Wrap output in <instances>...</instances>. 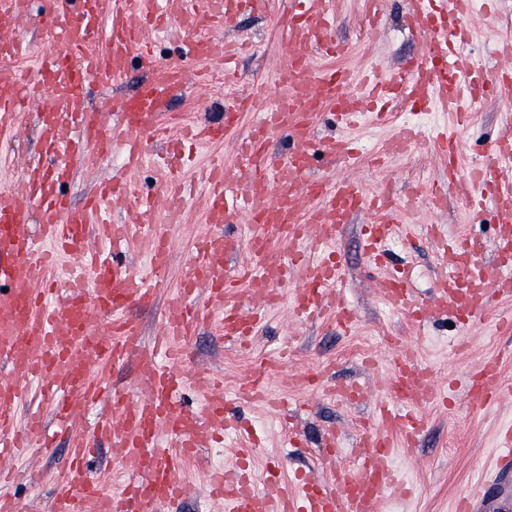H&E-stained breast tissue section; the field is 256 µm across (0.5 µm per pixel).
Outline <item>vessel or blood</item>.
I'll return each instance as SVG.
<instances>
[{"instance_id":"obj_1","label":"vessel or blood","mask_w":512,"mask_h":512,"mask_svg":"<svg viewBox=\"0 0 512 512\" xmlns=\"http://www.w3.org/2000/svg\"><path fill=\"white\" fill-rule=\"evenodd\" d=\"M50 2L41 19L47 40L36 47L16 31L30 13L31 0H0V56L35 55L38 79L53 93L49 107L34 109L18 72L0 68V131L16 125L22 113L34 112L47 154L46 160L30 164L21 183L0 189V488L12 480L14 464L24 451L48 448L56 435L66 434L69 460L53 478L51 512H159L187 493L181 478L184 460L203 444H222L226 428L223 383L210 371H199L192 380L204 399L203 410L179 409L183 379L169 367L182 356L178 341L192 327L215 319L225 343L248 345L266 307L285 296L295 322L329 314L350 328L356 314L337 287L341 256L331 254L312 263L299 252L273 266L268 262L272 238L313 249L332 246L351 217L366 210L372 220L363 225L362 237L369 262L379 267L386 259L385 242L412 205L388 187L367 194L352 176L340 181L313 177L318 156L359 160L347 135L326 142L316 137L318 119L330 113L347 131L367 119L383 124L392 113L429 107L452 114L458 125H470L485 96L512 101V42L500 46L507 67L490 78H478L466 53L472 34L463 20L493 0H409L420 43L418 59L396 71L357 75L317 63L318 56L346 51L334 36L337 0H282L284 20L278 35L285 53L277 79L283 92L237 140L233 163L217 155L202 169L208 187L205 221L214 230L194 239L189 271L168 298L164 324L149 344L130 311L154 297L152 281L168 266L170 227L181 223L186 198L168 182L155 193L141 194L134 175L162 133L161 112L187 82L188 63L215 64L223 67L226 79L237 77L252 45L245 39L229 43L217 38L214 28L231 25L244 11L267 13L271 3L210 0L203 8L195 0ZM174 27L183 34L182 63L160 64L148 52H137V45ZM103 35L107 48L93 49ZM136 59L150 69L137 92L90 108L86 86L126 75ZM243 110V101L237 100L226 107L223 125L188 127L172 140L173 157H180L188 142L223 141L237 128ZM278 137L289 144L284 161L270 150ZM116 144L125 156L123 174L103 183L83 206H73L63 189L73 169L96 165ZM416 145L413 128H404L386 140L377 160L413 152ZM436 147L448 165V179L431 189L432 207L440 208L450 190L472 218L492 212L496 249L511 261L512 130L503 129L481 162L466 172L453 135L438 133ZM116 207L127 214L119 223L112 219ZM155 212L168 215L169 223H144V215ZM240 222L249 230L247 242L216 231L219 225ZM92 237L98 240L93 250L88 247ZM433 239L441 260L434 298L416 299L405 277L389 275L381 288L392 307L420 322L444 307L468 324L481 319L494 299L512 298V274L484 267L475 235L451 241L437 232ZM136 242L148 247L150 273L135 272L118 259ZM242 250L248 253V264L228 267L231 255ZM62 254L70 267L61 293L48 271ZM242 279L250 283L255 307H244L235 291ZM202 292L207 301L196 304ZM131 360L141 383L137 395L94 376L98 364L115 367ZM374 361L389 371L387 387L377 392L351 382L328 384L323 371L299 377L300 385L312 391L371 404L372 417L362 424L352 450L354 470L339 466L343 450L332 433L321 457L326 477L302 473L286 482L270 472L257 480L248 468L254 438L242 429L238 437L244 446L223 471L210 474L209 497L223 502L225 512H379L385 495H408L410 484L394 465L397 450L413 447L425 429L420 407L447 402L448 392L431 371L400 356L396 346H388ZM30 385L38 388L43 404L21 418L16 408ZM504 389L499 361H488L469 382L468 400L484 408ZM103 396L112 401L111 416L102 418L92 435L71 437L80 406ZM163 435L170 438V446L160 445ZM101 436L110 438L126 475L109 493L100 491L88 466ZM496 446L497 478L512 480V423L501 428ZM455 512H512V501L493 500L490 485L478 483L462 493Z\"/></svg>"}]
</instances>
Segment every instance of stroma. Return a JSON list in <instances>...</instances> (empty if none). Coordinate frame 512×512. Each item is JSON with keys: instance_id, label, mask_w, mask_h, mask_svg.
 Segmentation results:
<instances>
[{"instance_id": "stroma-1", "label": "stroma", "mask_w": 512, "mask_h": 512, "mask_svg": "<svg viewBox=\"0 0 512 512\" xmlns=\"http://www.w3.org/2000/svg\"><path fill=\"white\" fill-rule=\"evenodd\" d=\"M337 8L335 37L348 48L343 66L354 70L375 66L397 68L417 54L418 40L406 22V0H384L383 24L375 36L366 29L363 0H339ZM498 14V22L492 28L481 14H474L470 20L474 65L484 75L498 66L494 53L497 38L512 35V0H498ZM277 24L274 15H247L239 27L224 31V38L244 35L255 45L254 52L241 62L238 83L227 86L223 72L217 68L211 69L206 84L188 80L185 91L169 104L165 119L168 130L176 131L192 121H223L224 104L233 97L252 103L240 125L241 130H248L278 90L276 73L283 49L276 38ZM502 110L496 99H487L472 124L458 131L463 166H471L488 142L500 133ZM407 123L415 124L418 132L419 144L413 154L390 159L381 166L374 164L373 158L385 140ZM450 125L448 114L433 110L396 117L382 126L362 124L352 132L361 148V163L352 167L340 159L332 163L319 160L314 164L315 173L337 179L353 172L369 192L389 185L400 196L424 195L429 187L447 178L446 166L434 152L432 140ZM42 149L34 123L27 118L20 120L15 134L0 138V172L6 179L17 178ZM121 172L122 152L118 149L97 167L78 170L68 188L73 203L81 204L100 182ZM204 206L205 189L195 186L183 223L174 225L171 231V255L166 272L156 283L157 301L136 312L145 338L156 336L162 325L164 302L187 272L194 235L208 229ZM369 219L366 212L356 215L339 243L345 264V293L357 315L351 330L340 329L327 320L306 325L290 323L288 306L283 303L267 311L264 323L244 349L226 346L210 325L197 327L187 341L185 374H192L201 366L222 374L228 410L258 431L260 441L251 462L256 474L272 469L287 481L295 472L316 466L320 436L331 427L338 429L343 447H353L359 437L358 423L370 413L367 404L340 405L324 395L299 389L291 382L293 373L329 363L339 380L380 388L384 385L381 371L367 368L365 361L392 343L412 353L416 361L434 365L439 376H450L457 383L466 382L486 359L498 356L502 359L503 378L512 381V333L498 328L500 316L512 313V301L494 305L481 320L468 325L456 321L449 311L421 323L393 311L379 290L381 271L370 268L365 257L360 227ZM407 222L414 225V232L388 241L386 249L395 267H411L410 285L418 298L430 297L435 287L438 260L430 239L432 231L451 238L469 232L476 234L483 243L485 263L497 269L503 266L494 248L493 216L487 214L482 222L468 223L464 205L455 196H448L442 209H421ZM259 375L263 376L271 398L287 400L297 408V427L304 432L307 447L289 445L288 423L280 413L263 404L237 401L241 383ZM455 400V405L445 409L433 403L424 407L428 421L425 432L415 447L400 450L395 458L396 467L408 477L416 494L408 501L385 497L381 512H452L454 499L485 476L495 452L496 431L512 420V397L486 409L471 407L461 394ZM235 448L236 440L230 437L223 447L202 449L183 469L189 486L186 498L162 506L160 512H224L223 505L209 499L205 474L223 467ZM67 458V438L60 435L54 447L17 461L15 478L4 491L17 503L19 512H48L49 479L64 467ZM34 471L43 473L45 482L32 484L29 476Z\"/></svg>"}]
</instances>
